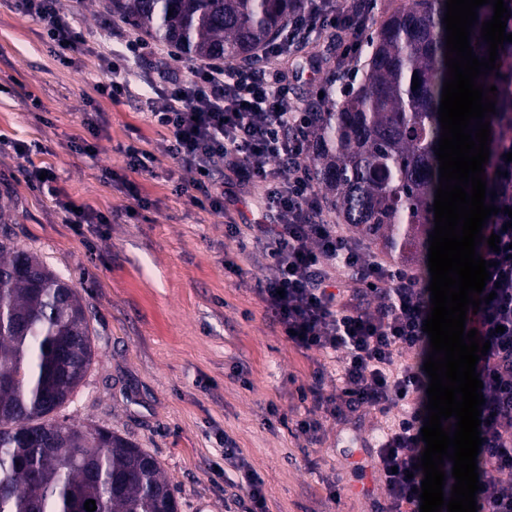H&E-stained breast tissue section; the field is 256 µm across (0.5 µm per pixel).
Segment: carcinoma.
<instances>
[{
    "label": "carcinoma",
    "mask_w": 512,
    "mask_h": 512,
    "mask_svg": "<svg viewBox=\"0 0 512 512\" xmlns=\"http://www.w3.org/2000/svg\"><path fill=\"white\" fill-rule=\"evenodd\" d=\"M446 0H403L368 38L362 81L328 83L308 104L312 165L337 214L392 260L423 261L439 185L438 120ZM136 31L201 60L253 65L306 0H109ZM477 9L470 46L488 56ZM173 15H168V12ZM420 86L412 89L413 76ZM512 130V91L490 115L492 141ZM83 298L36 255L0 241V512H178L158 460L104 428L57 420L91 368Z\"/></svg>",
    "instance_id": "1"
}]
</instances>
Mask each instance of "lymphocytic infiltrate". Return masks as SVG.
I'll use <instances>...</instances> for the list:
<instances>
[{
	"mask_svg": "<svg viewBox=\"0 0 512 512\" xmlns=\"http://www.w3.org/2000/svg\"><path fill=\"white\" fill-rule=\"evenodd\" d=\"M18 8L42 23L58 58L68 61L85 36L56 7V0H16ZM347 9L314 0L283 32L292 43L295 31L329 30L334 51L343 60L358 48L347 24ZM145 44L127 43L113 53L101 93L118 102L131 98V56ZM178 54L167 53L157 77L142 76L149 93L143 105L150 119L170 134L167 152L194 171L181 186L194 205L228 212L235 196L224 191L219 174L232 170L241 191L259 185L253 243L261 245L270 274L258 284L267 316L292 343L306 350L342 353L341 387L323 396L311 389L315 408L338 420L376 410L391 414L382 437L369 450L371 468L380 473L386 512H420L416 489L424 477L418 463L425 443L421 428L428 413L429 377L422 360L430 339L422 325L430 311L426 281L415 270L378 259L367 247L351 242L340 225L331 223L311 171L301 164L310 151L307 115L292 88L291 76L271 67L259 72L226 67L215 60H197L185 79L170 78ZM512 138L502 139L488 182L496 197L497 215L486 233L500 237L498 250L481 245L480 255L493 261L486 291L494 298L470 318L481 339L491 346L476 371L483 383L482 446L477 456L481 488L477 512H512ZM351 279L337 288L330 271ZM418 362L407 363L406 352Z\"/></svg>",
	"mask_w": 512,
	"mask_h": 512,
	"instance_id": "f902f5d3",
	"label": "lymphocytic infiltrate"
}]
</instances>
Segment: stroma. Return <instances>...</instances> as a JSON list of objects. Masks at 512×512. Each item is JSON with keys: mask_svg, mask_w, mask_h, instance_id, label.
I'll return each mask as SVG.
<instances>
[{"mask_svg": "<svg viewBox=\"0 0 512 512\" xmlns=\"http://www.w3.org/2000/svg\"><path fill=\"white\" fill-rule=\"evenodd\" d=\"M57 6L88 44L66 63L38 21L0 0V199L11 244L75 283L95 330V360L58 419L110 429L155 456L179 512H251L244 471L224 464L228 439L262 479L266 512H377L382 487L369 496L352 487L383 418L369 411L343 423L301 400L316 382L324 395L339 390L335 356L297 347L270 322L256 290L270 273L261 250L239 248L222 213L180 194L191 174L137 100L115 103L97 88L105 57L135 31L110 18L107 0ZM309 42L325 62L295 82L302 102L336 72L329 33ZM80 138L93 150L73 153ZM131 143L153 155L149 171L128 168ZM43 165L57 174L56 195L25 178ZM62 200L105 223L67 224ZM311 414L319 429L300 433L297 421Z\"/></svg>", "mask_w": 512, "mask_h": 512, "instance_id": "stroma-1", "label": "stroma"}]
</instances>
